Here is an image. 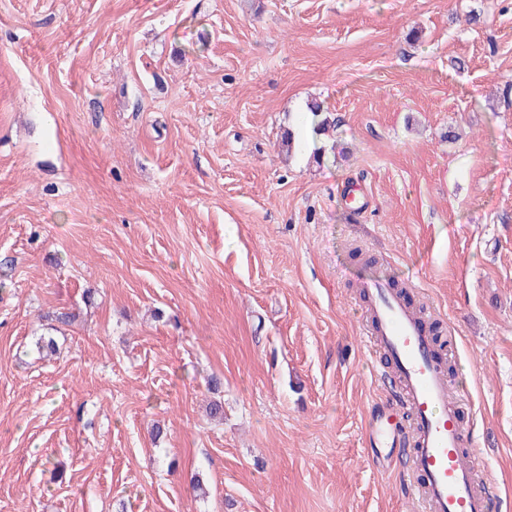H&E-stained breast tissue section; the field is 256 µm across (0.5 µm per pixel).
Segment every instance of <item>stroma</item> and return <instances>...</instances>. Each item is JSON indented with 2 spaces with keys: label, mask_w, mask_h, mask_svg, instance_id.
I'll use <instances>...</instances> for the list:
<instances>
[{
  "label": "stroma",
  "mask_w": 512,
  "mask_h": 512,
  "mask_svg": "<svg viewBox=\"0 0 512 512\" xmlns=\"http://www.w3.org/2000/svg\"><path fill=\"white\" fill-rule=\"evenodd\" d=\"M378 276L512 508V0H0V512H420Z\"/></svg>",
  "instance_id": "stroma-1"
}]
</instances>
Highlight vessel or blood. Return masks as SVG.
Here are the masks:
<instances>
[{
	"label": "vessel or blood",
	"mask_w": 512,
	"mask_h": 512,
	"mask_svg": "<svg viewBox=\"0 0 512 512\" xmlns=\"http://www.w3.org/2000/svg\"><path fill=\"white\" fill-rule=\"evenodd\" d=\"M363 288L371 298L369 347L391 358L398 387L395 399L371 415L370 447L390 439L410 448L408 490L422 512H490L494 491L483 477L480 455L471 449L472 438L460 421L461 403L452 395L425 319L389 284L370 280ZM405 411L412 415L408 426L401 421Z\"/></svg>",
	"instance_id": "obj_1"
}]
</instances>
